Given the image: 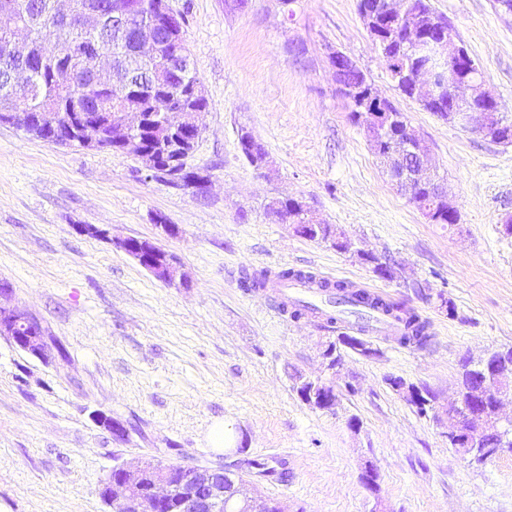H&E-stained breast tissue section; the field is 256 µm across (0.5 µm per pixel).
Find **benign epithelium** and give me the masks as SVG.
Wrapping results in <instances>:
<instances>
[{
    "label": "benign epithelium",
    "instance_id": "1",
    "mask_svg": "<svg viewBox=\"0 0 512 512\" xmlns=\"http://www.w3.org/2000/svg\"><path fill=\"white\" fill-rule=\"evenodd\" d=\"M57 19L72 22L81 31L97 33L103 29L107 20H112V28L125 31L128 26L135 28V58L150 60L159 54L160 42L158 32L180 23L178 14L159 6L157 13L143 11L140 0H125L120 6L112 3L94 4L83 8L75 4V0H55ZM386 13L387 17L396 20L406 12V0H369L362 6L360 16L373 40L380 39V33L372 28L373 18L378 13ZM6 32L11 52L20 56L27 52L30 34L27 26H21L13 20L0 25ZM404 41L411 47L418 63L409 70V91L425 106H440L448 102V118L463 126L470 123L472 114L478 113L482 121L476 130L484 134L491 129H504L509 121L502 113L499 100L490 91L482 88V82L469 77L462 70L461 63L469 60L467 51L457 45L454 40L453 28L448 21L436 19L429 15L410 18L402 31ZM124 44L120 39L114 42L113 51L97 50L94 66L96 87L112 86L111 75L115 72L118 52ZM337 90L348 101L358 98V86L352 75L360 70L357 61L343 51L336 50L330 55ZM192 72L190 54L183 48L175 47L164 56L158 68L148 71L150 83L166 85V79ZM11 81L17 88L28 89L32 85L30 69L26 66L11 69ZM110 104L117 109L113 113L114 125L118 136L115 140L122 144L125 151L136 149L135 131L143 122V115L137 110L126 106L125 94L111 96ZM363 127L370 131L376 153L388 158L387 176L398 189L406 192L423 182V176L429 170V154L424 147L411 148V141L419 137L405 125V136L402 144L384 146V140L376 135L380 125L391 121L387 112L370 111L357 114ZM431 192L435 199L448 205V212L457 210L448 195V186L443 182L431 180ZM157 279L176 283L185 281L179 273L177 264H154L149 268ZM0 336L7 337L18 349L34 357L49 360L56 357L59 349L49 343L45 327L40 319L31 314H22L14 305H0ZM486 393V386L464 396L456 392L448 405L432 408V416L448 427V439L461 445L457 452L465 457L471 451L482 449L484 459L488 460L499 454L500 449L488 447L491 429H498L512 422V416L503 412L504 402L512 400V387H496L494 397L496 410L489 417L479 416L466 411L461 416L459 410L465 407V401H473ZM476 422L473 428H467L464 419ZM123 473L124 480L111 482L106 498L112 501L113 512H158L161 502L170 497L177 498L179 512H224V502L235 501L233 512H259L257 499L250 495L245 482L232 484L224 488V469H199L186 466H162L160 464L142 463L136 466L126 464L117 466Z\"/></svg>",
    "mask_w": 512,
    "mask_h": 512
}]
</instances>
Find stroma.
<instances>
[{
  "label": "stroma",
  "instance_id": "35a3bbf8",
  "mask_svg": "<svg viewBox=\"0 0 512 512\" xmlns=\"http://www.w3.org/2000/svg\"><path fill=\"white\" fill-rule=\"evenodd\" d=\"M185 18L208 101L188 170L208 190L175 188L141 161L49 144L0 125V282L67 353L44 361L0 337V512H112L100 493L122 463L242 468L254 495L285 512H512V452L475 464L449 448L432 416L388 380L427 387L440 403L460 363L512 347V146L450 123L398 90L358 0H167ZM486 87L512 113V15L495 0H431ZM355 58L424 139L458 206L431 223L389 182L365 130L338 93L328 55ZM252 131L271 167L240 151ZM305 202L355 244L341 252L266 217L271 199ZM175 225L163 235L157 219ZM88 224L103 239L80 232ZM157 243L190 280L175 288L113 246ZM387 258L380 278L358 256ZM310 271L405 302L429 324L426 347L368 336L343 349L331 410L304 404L299 379L326 377L337 337L291 319L271 289L244 291L243 272ZM450 300L448 316L441 300ZM124 424L116 438L98 423ZM223 421L224 448L208 432ZM380 476L379 497L360 481Z\"/></svg>",
  "mask_w": 512,
  "mask_h": 512
}]
</instances>
